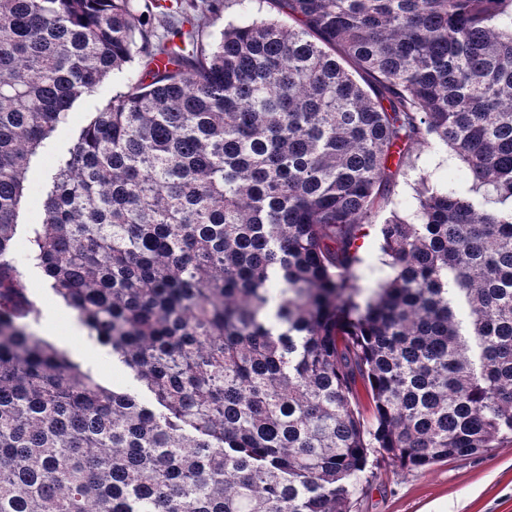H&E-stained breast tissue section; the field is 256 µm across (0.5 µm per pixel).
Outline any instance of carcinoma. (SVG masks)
<instances>
[{
  "mask_svg": "<svg viewBox=\"0 0 512 512\" xmlns=\"http://www.w3.org/2000/svg\"><path fill=\"white\" fill-rule=\"evenodd\" d=\"M238 2L205 42L222 0H0V512H350L371 448L512 437V0ZM137 53L33 253L148 404L33 336L12 258L28 156ZM416 147L466 171L384 219L366 288ZM389 215V212L381 214L375 219V223L365 225V236L361 238L359 244L361 246V254L366 258L367 263L372 266H377L380 263L382 253L380 251V242L376 233V225L380 224L385 217Z\"/></svg>",
  "mask_w": 512,
  "mask_h": 512,
  "instance_id": "1",
  "label": "carcinoma"
}]
</instances>
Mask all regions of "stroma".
I'll return each instance as SVG.
<instances>
[{
    "mask_svg": "<svg viewBox=\"0 0 512 512\" xmlns=\"http://www.w3.org/2000/svg\"><path fill=\"white\" fill-rule=\"evenodd\" d=\"M143 72L144 67L137 60L122 73L106 77L92 92L74 102L65 122L30 156L13 252L29 294L39 308L38 319L29 324L30 332L64 351L103 385L130 392L139 391L140 386L130 371L113 358L109 348L93 336L72 335V326L79 318L54 297L40 269L32 262L31 238L36 225L43 221L44 205L59 159L67 155L93 113L103 109L116 93L127 91L131 79ZM461 166L452 151L414 149L407 167L397 178L394 206L401 209L414 202L421 189V174L430 172L445 182ZM351 512H512V443H502L477 457L450 458L410 472L370 461L363 482L351 498Z\"/></svg>",
    "mask_w": 512,
    "mask_h": 512,
    "instance_id": "obj_1",
    "label": "stroma"
}]
</instances>
